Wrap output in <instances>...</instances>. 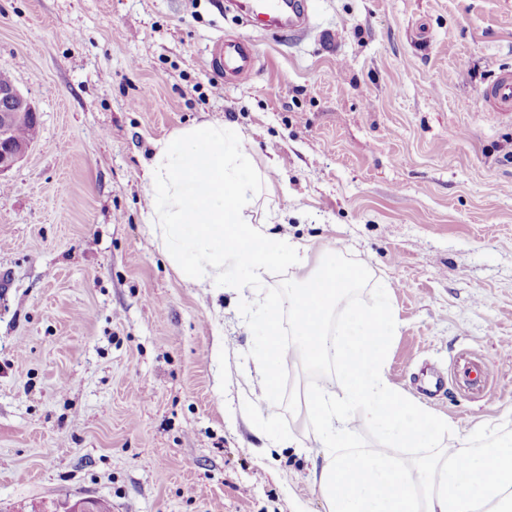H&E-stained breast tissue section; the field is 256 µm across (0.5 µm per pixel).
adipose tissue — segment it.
I'll use <instances>...</instances> for the list:
<instances>
[{
	"instance_id": "obj_1",
	"label": "adipose tissue",
	"mask_w": 512,
	"mask_h": 512,
	"mask_svg": "<svg viewBox=\"0 0 512 512\" xmlns=\"http://www.w3.org/2000/svg\"><path fill=\"white\" fill-rule=\"evenodd\" d=\"M252 155L242 137H227L223 123L203 122L155 143L147 175L148 219L155 238L183 280L220 289L224 267L248 268L250 283L268 267L294 271L288 295L295 345L283 347L278 310L254 295L250 310L263 327L256 358L260 398L274 406L277 370L284 360H332L342 391L321 387L304 396V414L317 420L320 445L311 473L325 512H512V436L473 447V429L454 424L390 380L391 339L398 331L390 293L369 308L351 307L339 336L328 337L332 309L359 281L340 249L312 262L310 248L271 238L251 221L257 195L245 174ZM374 424L383 443L351 449L357 426ZM421 449L406 458L402 449Z\"/></svg>"
}]
</instances>
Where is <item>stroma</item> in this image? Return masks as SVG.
<instances>
[{
	"label": "stroma",
	"instance_id": "35a3bbf8",
	"mask_svg": "<svg viewBox=\"0 0 512 512\" xmlns=\"http://www.w3.org/2000/svg\"><path fill=\"white\" fill-rule=\"evenodd\" d=\"M227 35L248 83L207 64ZM506 66L512 0H312L293 36L225 0H0V71L39 121L0 174V512H324L297 399L335 365L281 366L273 408L242 409L253 291L295 342L290 269L194 288L147 223L154 142L204 121L252 144L253 222L341 247L353 305L391 290L389 378L512 433V112L482 98Z\"/></svg>",
	"mask_w": 512,
	"mask_h": 512
}]
</instances>
